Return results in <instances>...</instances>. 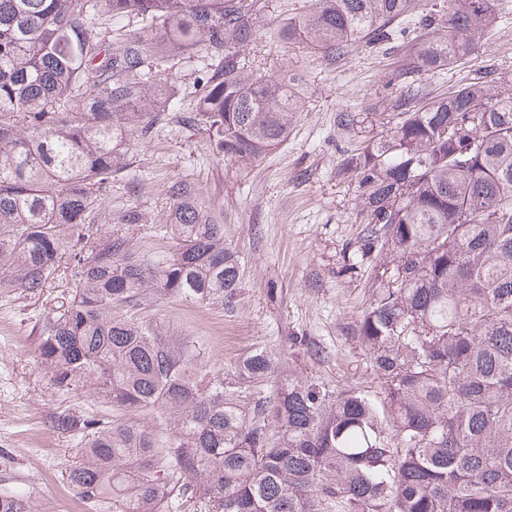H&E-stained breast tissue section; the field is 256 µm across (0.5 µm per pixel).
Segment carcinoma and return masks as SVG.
Here are the masks:
<instances>
[{
  "label": "carcinoma",
  "mask_w": 512,
  "mask_h": 512,
  "mask_svg": "<svg viewBox=\"0 0 512 512\" xmlns=\"http://www.w3.org/2000/svg\"><path fill=\"white\" fill-rule=\"evenodd\" d=\"M257 0H0V290L42 294L73 249L65 289L40 327L51 387L91 382L128 412L163 410V447L133 424L54 415L78 438L68 483L122 512H145L201 476L208 512H512V89L459 83L443 98L423 78L481 48L494 0H314L277 37L343 60L356 46L402 55L386 134L343 151L363 204L360 256L378 258L355 336L369 351L385 415L362 392L285 378L240 395L205 380L189 351L113 314L159 288L190 300L234 296L242 264L192 187L167 188L176 252L151 262L96 223L129 146L165 115L169 81L143 73L165 52L214 63L189 122L213 155L249 165L288 137L304 101L298 73L256 68ZM147 25L114 48L94 16ZM279 369L257 349L239 364L255 387ZM0 512H31L0 494Z\"/></svg>",
  "instance_id": "cac0c4a2"
}]
</instances>
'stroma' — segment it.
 Returning a JSON list of instances; mask_svg holds the SVG:
<instances>
[{
  "label": "stroma",
  "instance_id": "stroma-1",
  "mask_svg": "<svg viewBox=\"0 0 512 512\" xmlns=\"http://www.w3.org/2000/svg\"><path fill=\"white\" fill-rule=\"evenodd\" d=\"M310 5L260 0L254 19L259 35L246 48V60L268 72H300L305 106L295 113L287 139L252 165L217 160L207 132L188 121L202 94L205 54L150 61L152 75L174 80L173 104L162 126L131 145L100 221L114 225L125 210H137L141 221L126 226L127 235L151 257L165 258L176 244L167 232L172 202L166 191L172 181H186L206 213L223 225L224 244L238 252L243 277L223 302L150 288L136 304L117 305L113 312L192 350L198 366L229 385L239 384V362L264 348L277 354L283 373L375 400L377 375L354 334L369 302L374 261L357 255L362 204L354 181L340 170L342 150L355 143L340 134L336 115L343 109L359 113L364 134L381 132L389 119L393 87L387 74L396 55L359 47L331 66L317 50L281 42L279 22ZM483 43L466 64L429 78L433 96L470 78H512V0H497V19ZM69 274L60 268L40 295L0 292V493L23 496L32 512H115L111 501L90 502L68 485L76 440L54 429V414L69 408L127 420L165 443L174 440L176 426L158 410L129 417L108 409L89 387L62 395L48 385L38 360L39 328Z\"/></svg>",
  "mask_w": 512,
  "mask_h": 512
}]
</instances>
